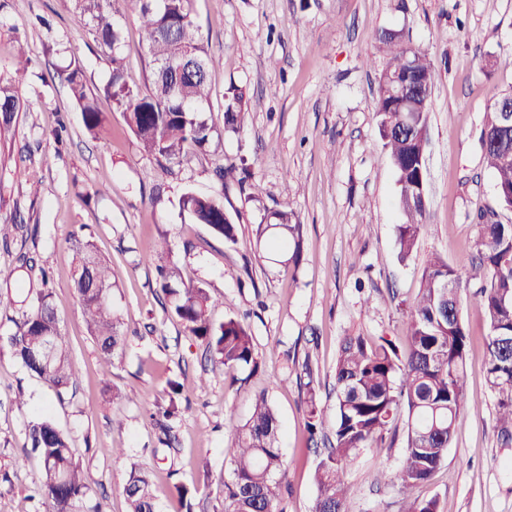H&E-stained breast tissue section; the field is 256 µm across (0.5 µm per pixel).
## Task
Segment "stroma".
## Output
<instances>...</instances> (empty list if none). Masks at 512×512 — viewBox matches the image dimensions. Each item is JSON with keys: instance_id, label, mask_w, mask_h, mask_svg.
Wrapping results in <instances>:
<instances>
[{"instance_id": "1", "label": "stroma", "mask_w": 512, "mask_h": 512, "mask_svg": "<svg viewBox=\"0 0 512 512\" xmlns=\"http://www.w3.org/2000/svg\"><path fill=\"white\" fill-rule=\"evenodd\" d=\"M190 9L215 61L208 118L223 134L168 174L104 95L111 54L94 41L73 0H0V83L23 102L0 135V223L12 226L0 238V267L30 250L49 269L80 381L75 393L57 396L0 348V512H43L32 491L41 464L25 452L26 425L43 414L70 435L96 512H128L123 486L134 469L159 486L158 512H224L222 490L232 479L225 435L245 422L259 393L281 423L282 512H311L319 456L305 426L304 366L313 369L323 422L332 426L340 341L386 336L404 344V312L431 256L468 272L480 212L498 209L501 222L512 224V211L498 207L480 142L493 99L512 92V69H487L489 59L512 55V0H191ZM116 19L127 80L146 88L149 54L131 0H119ZM385 28L403 31L438 72L428 114V222L404 262L397 258L396 178L376 115L377 77L387 63L376 35ZM21 44L29 62L20 70ZM73 61L105 115L101 133L85 128L67 86L53 77ZM232 84L243 89L249 115L239 132L227 133L224 92ZM218 163L245 164V188H221L212 174ZM188 191L223 192L235 241L181 210ZM283 207L302 226L300 244L256 240V225ZM77 226L109 263L112 306L127 338L107 379L72 288L77 254L69 234ZM164 237L182 280L223 298L214 321L247 324L260 362L248 379L213 367L203 345L167 312L154 254ZM479 287L466 279L459 287L473 400L442 464L413 491L437 499L439 512H512V443L502 440L486 381ZM171 379L181 391L178 452L169 462L153 455L147 411L166 400ZM394 428L395 442L360 449L350 462L347 512H404L397 480L404 421ZM110 448L124 449V457L112 460ZM203 459L206 474L198 470ZM176 483L190 488L192 510L172 493Z\"/></svg>"}]
</instances>
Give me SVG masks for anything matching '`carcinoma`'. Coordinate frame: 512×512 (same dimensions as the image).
Listing matches in <instances>:
<instances>
[{"instance_id": "obj_1", "label": "carcinoma", "mask_w": 512, "mask_h": 512, "mask_svg": "<svg viewBox=\"0 0 512 512\" xmlns=\"http://www.w3.org/2000/svg\"><path fill=\"white\" fill-rule=\"evenodd\" d=\"M140 31L151 55V79L146 90L126 79L122 58L116 53L122 30L115 21L117 0H75L87 17L99 45L112 52V77L105 94L144 152L166 170L192 154L211 147L216 130L205 116L211 97L209 72L214 61L205 51L202 34L188 8L189 0H132ZM380 48L389 56L377 89L378 129L398 184L397 206L403 221L396 225L398 259L413 254L421 229L427 223L428 199L420 188L419 156L428 141L427 112L431 95L415 91L424 86L433 91L437 71L428 54L407 44L393 29L378 35ZM66 84L78 104L85 127L102 129L105 117L86 90L80 67L54 73ZM20 105L7 86L0 85V132L13 124ZM249 115L245 94L232 85L224 93V130L239 131ZM491 144L483 149L484 160L496 180L501 208L512 210V130L503 128L501 115L490 109L480 140ZM215 174L226 185L232 180L243 185L233 164L219 165ZM182 210L198 224H205L224 240H236L237 227L224 208V194L200 196L191 191L180 200ZM272 225H258L257 239L268 229L294 242L293 261L300 253V225L292 223L286 209L268 213ZM476 240L477 255L469 278L481 281L478 305L489 326L487 381L495 393L498 421L505 442L512 441V224L497 219L490 210L480 215ZM78 255L73 288L81 304L88 331L104 358V373L112 359L123 351L125 338L121 318L112 308L110 268L93 245L71 233ZM158 282L168 301L170 314L188 334L205 344L211 359L229 374L253 373L258 369L253 337L242 321L228 318L216 324L211 311L221 301L200 286L185 284L175 265L156 266ZM22 272L38 278L41 288H30L19 300L16 331L0 336L13 357L34 377L61 395L77 384L60 323L53 307V293L44 287L47 273L23 252L16 264L0 267V281H10ZM449 288H441L443 282ZM458 270L442 257L433 256L421 275L419 294L407 315L409 348L402 353L385 337L376 341L347 336L336 360V421L333 440L315 473V500L311 512H346L349 491L346 469L360 449L382 441L392 423L406 416L405 466L397 476L408 491L427 481L443 462L448 445L461 419L469 394L465 366L469 338L461 321ZM308 378L306 428L315 437L322 425L316 402L313 374ZM163 437L159 442L172 450L171 426L174 404L159 405L151 414ZM279 421L264 394L255 397L245 423L225 437V452L233 479L224 485L225 512H279L280 485L284 475L278 446ZM31 451L42 461L36 493L45 512H86L90 490L88 473L76 459L70 437L47 417L26 425ZM130 512H155L157 489L149 477L130 472L123 486Z\"/></svg>"}]
</instances>
